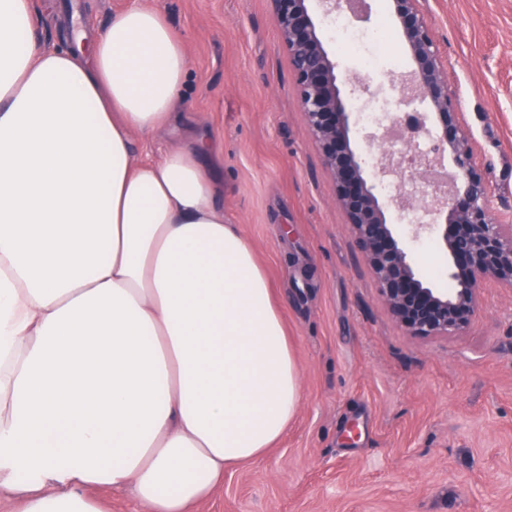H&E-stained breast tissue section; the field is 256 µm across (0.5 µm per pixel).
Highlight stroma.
I'll use <instances>...</instances> for the list:
<instances>
[{"label":"stroma","instance_id":"1","mask_svg":"<svg viewBox=\"0 0 512 512\" xmlns=\"http://www.w3.org/2000/svg\"><path fill=\"white\" fill-rule=\"evenodd\" d=\"M130 0H36L69 47ZM184 44L176 127L135 135L160 159L193 131L224 168L218 202L275 288L302 403L261 458L194 512H512V288L486 284L460 336L420 338L379 296L301 112L271 0H144ZM490 188L512 224V0H418Z\"/></svg>","mask_w":512,"mask_h":512}]
</instances>
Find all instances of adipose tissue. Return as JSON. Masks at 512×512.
I'll use <instances>...</instances> for the list:
<instances>
[{
	"mask_svg": "<svg viewBox=\"0 0 512 512\" xmlns=\"http://www.w3.org/2000/svg\"><path fill=\"white\" fill-rule=\"evenodd\" d=\"M0 0V492L21 512H190L296 414L274 290L217 201L207 141L136 162L188 60L132 0L88 48L39 44ZM84 493L96 500L103 512H137L141 510L126 492L112 491V488L89 487L84 490Z\"/></svg>",
	"mask_w": 512,
	"mask_h": 512,
	"instance_id": "1",
	"label": "adipose tissue"
}]
</instances>
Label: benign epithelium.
Here are the masks:
<instances>
[{"label":"benign epithelium","instance_id":"1","mask_svg":"<svg viewBox=\"0 0 512 512\" xmlns=\"http://www.w3.org/2000/svg\"><path fill=\"white\" fill-rule=\"evenodd\" d=\"M398 31L411 55L417 96L433 110L437 131L421 117L419 134L432 138L433 158L450 156L455 170L441 204L425 202L430 182L416 177L415 192L394 200L398 219L410 222L413 237L441 239L448 254L451 291L427 285L418 275L376 193V182L394 178L397 168L370 170L350 135V113L342 76L325 48L309 0H272L276 20L296 77L301 109L336 186V200L385 307L397 323L418 337L459 336L468 328L484 283L512 288V224H500L488 204L489 189L478 171L470 137L448 94L447 73L437 45L417 7L418 0H392Z\"/></svg>","mask_w":512,"mask_h":512}]
</instances>
